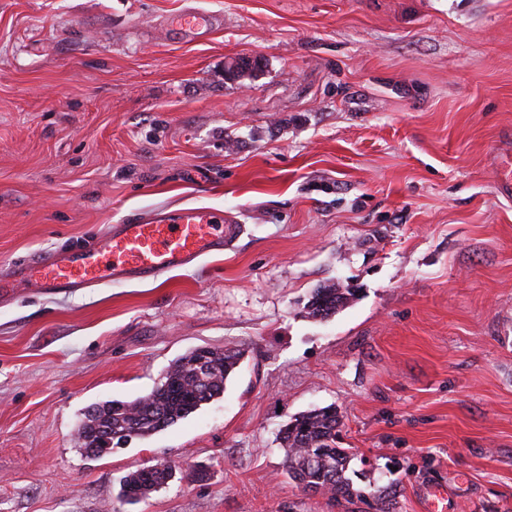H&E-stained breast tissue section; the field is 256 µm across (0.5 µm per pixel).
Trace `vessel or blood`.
<instances>
[{"mask_svg":"<svg viewBox=\"0 0 512 512\" xmlns=\"http://www.w3.org/2000/svg\"><path fill=\"white\" fill-rule=\"evenodd\" d=\"M236 234L223 216L197 207L160 206L139 223L115 224L87 244L16 263L0 276V296L25 283L54 294L112 282H148L223 251Z\"/></svg>","mask_w":512,"mask_h":512,"instance_id":"b4317fda","label":"vessel or blood"}]
</instances>
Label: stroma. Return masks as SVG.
Instances as JSON below:
<instances>
[{"label":"stroma","instance_id":"obj_1","mask_svg":"<svg viewBox=\"0 0 512 512\" xmlns=\"http://www.w3.org/2000/svg\"><path fill=\"white\" fill-rule=\"evenodd\" d=\"M239 57L260 68L229 80ZM506 158L512 0H0V273L162 203L238 226L152 282L0 297V512H368L286 472L281 429L330 405L391 512L436 487L512 512ZM332 284L355 298L308 317ZM197 346L241 353L220 398L81 453L88 406ZM161 459L174 478L123 502ZM170 461H157L155 465L139 468L126 475L121 484V496L127 501H141L147 499L157 491L173 475Z\"/></svg>","mask_w":512,"mask_h":512}]
</instances>
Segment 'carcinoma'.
<instances>
[{
  "mask_svg": "<svg viewBox=\"0 0 512 512\" xmlns=\"http://www.w3.org/2000/svg\"><path fill=\"white\" fill-rule=\"evenodd\" d=\"M354 296L351 288L321 287L306 304L312 318L325 319L346 306ZM240 354L231 349L199 347L175 360L164 383L149 394L131 401H106L91 407L83 421L81 451L100 448L104 440L121 444L131 437H145L163 431L196 412L202 405L224 394ZM341 420L333 407L296 417L281 431L284 465L290 478L304 489L333 500L355 499L374 512H389L386 496L379 488L356 490L346 476L350 454L336 447ZM173 475L167 460L139 468L126 475L121 496L127 501L147 499Z\"/></svg>",
  "mask_w": 512,
  "mask_h": 512,
  "instance_id": "1",
  "label": "carcinoma"
}]
</instances>
